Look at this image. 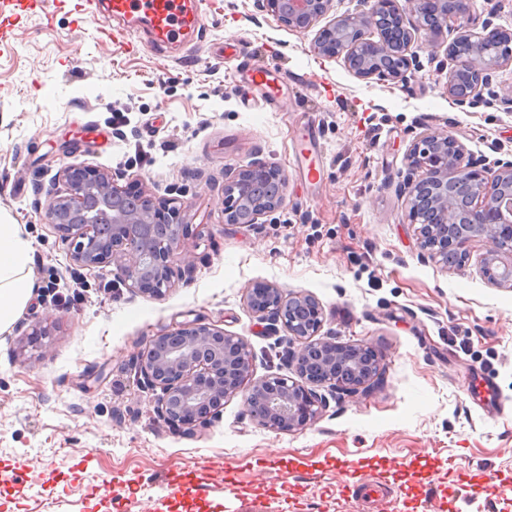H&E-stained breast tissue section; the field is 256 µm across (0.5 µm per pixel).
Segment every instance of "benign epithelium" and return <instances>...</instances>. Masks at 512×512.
Wrapping results in <instances>:
<instances>
[{
  "instance_id": "7a95c632",
  "label": "benign epithelium",
  "mask_w": 512,
  "mask_h": 512,
  "mask_svg": "<svg viewBox=\"0 0 512 512\" xmlns=\"http://www.w3.org/2000/svg\"><path fill=\"white\" fill-rule=\"evenodd\" d=\"M367 9L322 26L313 50L326 59L342 58L362 80L403 82L416 66L412 47L430 55L440 46L431 35L455 31L444 54L446 89L459 107L483 101L491 73L512 66V31L472 25L476 0H362ZM332 0H262V7L288 29H312ZM378 39H372V34ZM408 220L420 248L448 268V252L468 261L467 244L485 239L480 258L488 283L512 288V161L491 170L454 135L422 136L408 155ZM66 192L41 205L46 223L70 242L71 258L89 268H112L115 281L155 297L171 286L175 268L190 264L184 235L155 236L158 224H182L184 203L156 200L96 167L62 170ZM287 199L283 171L255 162L224 182V223L256 224L279 211ZM247 306L261 322L272 321L298 342L291 361L297 378L253 375L247 341L205 323L186 324L157 337L141 353L142 372L161 390L159 415L191 430L206 422L224 400L242 396L245 414L259 427L279 433L302 431L326 407L318 389L350 396L368 394L382 384L380 359L362 345L336 343L320 335V303L311 295H288L273 284L247 292Z\"/></svg>"
}]
</instances>
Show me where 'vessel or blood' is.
<instances>
[{"label":"vessel or blood","instance_id":"vessel-or-blood-1","mask_svg":"<svg viewBox=\"0 0 512 512\" xmlns=\"http://www.w3.org/2000/svg\"><path fill=\"white\" fill-rule=\"evenodd\" d=\"M39 0H0V34L10 31L20 13L39 8ZM76 24L92 21L108 38L131 30L137 36L136 49L161 51L180 47L189 37L200 35L205 18L198 0H84L76 9ZM250 85L261 88L267 96L280 98L275 69L255 65L241 72ZM315 129H307L302 137L298 162L308 180L321 178L322 160L317 152Z\"/></svg>","mask_w":512,"mask_h":512}]
</instances>
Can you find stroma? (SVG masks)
<instances>
[{
	"label": "stroma",
	"instance_id": "obj_1",
	"mask_svg": "<svg viewBox=\"0 0 512 512\" xmlns=\"http://www.w3.org/2000/svg\"><path fill=\"white\" fill-rule=\"evenodd\" d=\"M74 2L43 0L0 39V213L34 246L33 295L0 332V512H512V288L482 277L485 240L460 270L422 257L403 192L425 133L457 135L491 168L512 159L498 99L512 67L494 70L486 104L461 108L426 47L406 83L368 82L260 0H202L205 34L173 58L76 30ZM254 64L277 70L285 103L239 82ZM311 126L317 184L294 157ZM257 161L287 175L285 206L225 223V178ZM68 165L185 202L192 265L165 296L106 267L84 271L71 301L69 245L35 206ZM260 282L319 300L323 335L378 352L382 389L330 398L297 432L256 426L238 396L174 430L138 364L167 331L215 325L248 342L255 376L292 375V337L247 306ZM38 329L48 354L27 342ZM372 480L384 498H360Z\"/></svg>",
	"mask_w": 512,
	"mask_h": 512
}]
</instances>
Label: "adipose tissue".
<instances>
[{"label":"adipose tissue","instance_id":"obj_1","mask_svg":"<svg viewBox=\"0 0 512 512\" xmlns=\"http://www.w3.org/2000/svg\"><path fill=\"white\" fill-rule=\"evenodd\" d=\"M31 252L32 243L20 225L0 217V332L15 322L32 296Z\"/></svg>","mask_w":512,"mask_h":512}]
</instances>
